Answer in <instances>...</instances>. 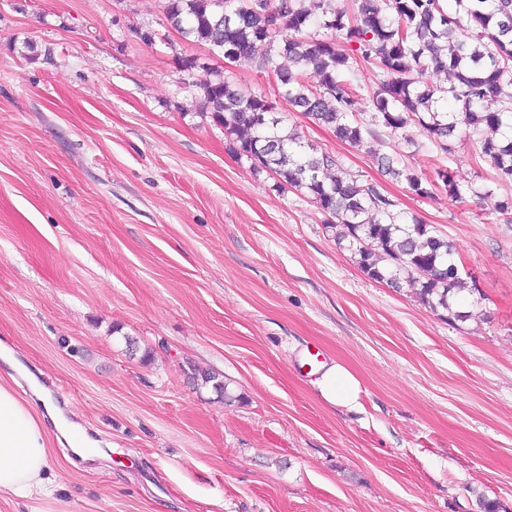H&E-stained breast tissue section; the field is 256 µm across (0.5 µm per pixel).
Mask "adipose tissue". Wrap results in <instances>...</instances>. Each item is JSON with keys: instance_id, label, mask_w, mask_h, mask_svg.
Returning <instances> with one entry per match:
<instances>
[{"instance_id": "ef3b65f1", "label": "adipose tissue", "mask_w": 512, "mask_h": 512, "mask_svg": "<svg viewBox=\"0 0 512 512\" xmlns=\"http://www.w3.org/2000/svg\"><path fill=\"white\" fill-rule=\"evenodd\" d=\"M315 385L330 405L350 409L359 405L361 383L342 364L324 367ZM37 401L42 403V411H35ZM52 430L62 435L81 459L91 461L99 456L97 441L58 410L43 389L34 388L28 400L8 381L0 380V493L22 503L52 498L54 485L47 475V436Z\"/></svg>"}]
</instances>
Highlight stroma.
Returning <instances> with one entry per match:
<instances>
[{
    "label": "stroma",
    "instance_id": "1",
    "mask_svg": "<svg viewBox=\"0 0 512 512\" xmlns=\"http://www.w3.org/2000/svg\"><path fill=\"white\" fill-rule=\"evenodd\" d=\"M165 4L0 0V345L20 363L0 379L37 381L106 453L49 437L53 499L0 512H512V223L491 212L512 182L413 125L369 153L337 139ZM218 70L455 245L466 321L369 279L307 196L236 157L200 113ZM380 154L491 198L417 197ZM312 345L360 380L358 409L322 399ZM187 375L197 388L210 386L217 395L224 398L227 402H231L236 398L227 390L224 381L220 380L213 372L200 370L198 368H190Z\"/></svg>",
    "mask_w": 512,
    "mask_h": 512
}]
</instances>
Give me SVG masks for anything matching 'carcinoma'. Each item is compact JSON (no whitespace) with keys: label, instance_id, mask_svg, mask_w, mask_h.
<instances>
[{"label":"carcinoma","instance_id":"obj_1","mask_svg":"<svg viewBox=\"0 0 512 512\" xmlns=\"http://www.w3.org/2000/svg\"><path fill=\"white\" fill-rule=\"evenodd\" d=\"M454 2L451 14L445 0H354L350 14L333 0H167L166 18L176 32L222 58L248 60L275 76L289 105L334 129L341 141L367 149L379 130L394 134L414 123L446 152L448 139L460 131L481 143L501 180L512 181V0ZM360 62L378 70L368 121L358 116L360 94L351 79ZM309 66L321 78L315 87L304 79ZM432 71L451 73L453 82L431 84ZM214 76L199 86L201 110L224 128L238 157L256 172L272 173L277 187L304 193L328 216L336 240L348 242L369 279L405 284L429 308L457 321L468 317L450 304L464 282L447 238L415 217L404 219L377 184L343 172L329 175L336 160L283 126L264 94L237 87L222 71ZM448 99L457 111L441 108ZM491 102L499 109L489 110ZM378 163L417 197L442 188L463 199L465 189L446 169L415 172L385 155ZM187 375L196 387L234 400L216 374L191 368Z\"/></svg>","mask_w":512,"mask_h":512}]
</instances>
